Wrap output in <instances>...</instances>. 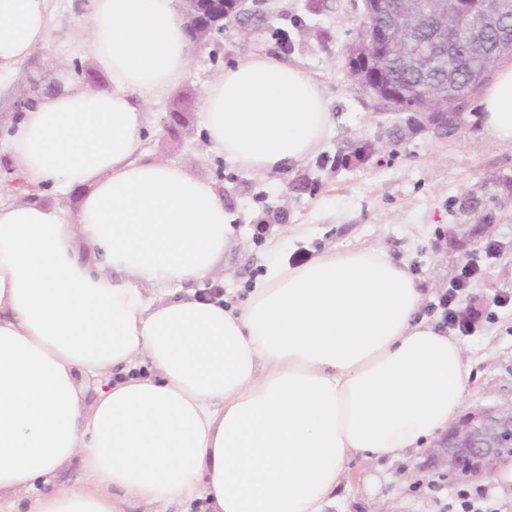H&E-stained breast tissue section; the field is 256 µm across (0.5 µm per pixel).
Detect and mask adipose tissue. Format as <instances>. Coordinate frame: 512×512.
Instances as JSON below:
<instances>
[{"label": "adipose tissue", "instance_id": "ef3b65f1", "mask_svg": "<svg viewBox=\"0 0 512 512\" xmlns=\"http://www.w3.org/2000/svg\"><path fill=\"white\" fill-rule=\"evenodd\" d=\"M51 2L0 0V75L45 45ZM81 38L111 90L69 77L8 135L28 183L85 193L72 216L0 200V512H324L350 460L416 459L460 419L471 367L406 268L366 246L292 266L272 240L242 302L199 297L236 229L212 183L139 157L146 104L190 62L175 0H87ZM480 109L512 144V64ZM202 110L210 147L259 175L334 124L307 71L261 55ZM75 462L84 482L55 488Z\"/></svg>", "mask_w": 512, "mask_h": 512}]
</instances>
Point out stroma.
Instances as JSON below:
<instances>
[{
  "label": "stroma",
  "instance_id": "stroma-1",
  "mask_svg": "<svg viewBox=\"0 0 512 512\" xmlns=\"http://www.w3.org/2000/svg\"><path fill=\"white\" fill-rule=\"evenodd\" d=\"M85 0H53L49 39L5 78L0 104V198L24 201L28 186L12 172L7 133L52 84L61 64L84 86L112 87L110 75L82 47ZM362 0H264L260 19L246 31L227 23L223 36L190 47L183 78L145 108L142 160L174 164L220 191L238 242L224 255L225 287L233 299L262 274L266 238L281 236V251L306 258L352 245L382 249L404 265L436 304L461 266L496 244L499 256L460 295L477 313L472 334L457 341L472 371L464 407L472 411L512 403V145L483 133L478 99L468 103L461 130L441 141L409 122L379 97L365 92L351 73L349 48L358 38ZM265 55L306 70L317 80L335 123L315 154L260 176L225 160L207 142L201 100L207 83L238 60ZM376 151L364 161L354 152ZM265 239H256L257 227ZM300 229L301 239L282 237ZM352 470H369L370 486L354 484L325 512H460L459 486L427 478L410 481V464H371L354 459Z\"/></svg>",
  "mask_w": 512,
  "mask_h": 512
}]
</instances>
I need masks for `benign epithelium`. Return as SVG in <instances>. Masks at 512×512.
Segmentation results:
<instances>
[{
  "label": "benign epithelium",
  "instance_id": "1",
  "mask_svg": "<svg viewBox=\"0 0 512 512\" xmlns=\"http://www.w3.org/2000/svg\"><path fill=\"white\" fill-rule=\"evenodd\" d=\"M185 27L190 40L198 44L215 32H224V21L242 22L258 16L251 6L259 0H181ZM429 11L420 0H364L360 36L370 42L371 56L386 57L402 44L400 34L409 22L419 18L422 37L411 43L408 58L416 65L433 58L461 60L489 59L493 48L487 31L497 30L499 39L512 37L507 19L512 0H433ZM471 91L462 92L454 82L436 93V101L424 105L390 95L400 111L428 128L439 140L459 129L461 114L477 93L480 81L489 72H475ZM512 461V406H492L465 415L428 449L420 465L454 481H479Z\"/></svg>",
  "mask_w": 512,
  "mask_h": 512
}]
</instances>
